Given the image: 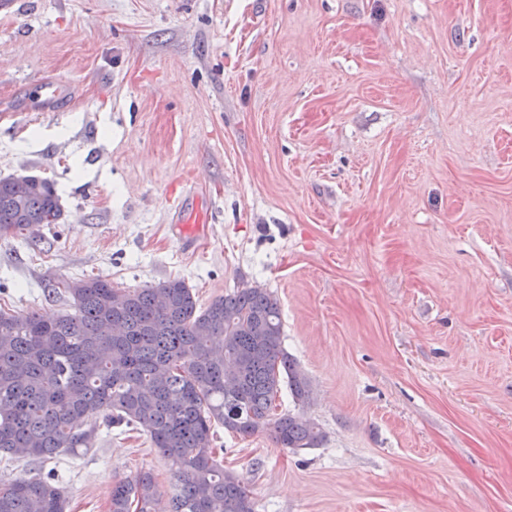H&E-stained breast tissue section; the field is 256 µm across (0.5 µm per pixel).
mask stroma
Returning <instances> with one entry per match:
<instances>
[{
    "label": "stroma",
    "instance_id": "obj_1",
    "mask_svg": "<svg viewBox=\"0 0 512 512\" xmlns=\"http://www.w3.org/2000/svg\"><path fill=\"white\" fill-rule=\"evenodd\" d=\"M66 88L43 105L40 84ZM50 180L56 224L0 239V304L180 278L280 304L311 448L217 434L256 512H512V0H11L0 177ZM66 512L175 478L89 417Z\"/></svg>",
    "mask_w": 512,
    "mask_h": 512
}]
</instances>
